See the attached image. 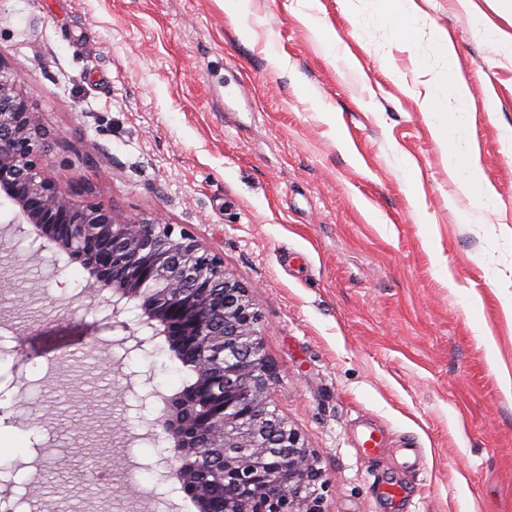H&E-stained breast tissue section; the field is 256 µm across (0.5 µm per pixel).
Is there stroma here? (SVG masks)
Instances as JSON below:
<instances>
[{
    "instance_id": "1",
    "label": "stroma",
    "mask_w": 512,
    "mask_h": 512,
    "mask_svg": "<svg viewBox=\"0 0 512 512\" xmlns=\"http://www.w3.org/2000/svg\"><path fill=\"white\" fill-rule=\"evenodd\" d=\"M409 9L0 0V61L49 136L48 176L188 232L248 289L269 399L323 473L324 512H512V0ZM452 156L478 158L491 198ZM11 216L0 205V496L197 512L152 468L187 369L164 337L129 349L114 323L140 309L113 317L110 290ZM109 451L111 479L93 476ZM395 481L397 505L380 493Z\"/></svg>"
}]
</instances>
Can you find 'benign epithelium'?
Segmentation results:
<instances>
[{
	"label": "benign epithelium",
	"instance_id": "7a95c632",
	"mask_svg": "<svg viewBox=\"0 0 512 512\" xmlns=\"http://www.w3.org/2000/svg\"><path fill=\"white\" fill-rule=\"evenodd\" d=\"M47 133L26 94L0 62V199L14 231L45 239L80 263L94 288L139 301V326L125 327L143 350L170 330L199 344L196 401L163 398L154 425L187 448H224V512H324L328 488L298 432L272 408L276 368L263 354L259 315L223 259L189 233L157 219L132 221L44 174ZM209 410L198 412L197 402Z\"/></svg>",
	"mask_w": 512,
	"mask_h": 512
}]
</instances>
